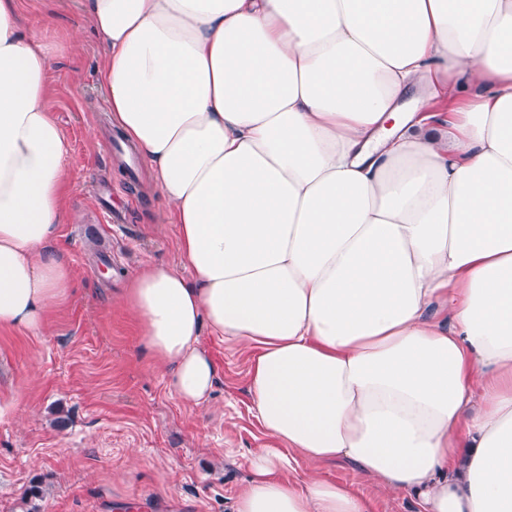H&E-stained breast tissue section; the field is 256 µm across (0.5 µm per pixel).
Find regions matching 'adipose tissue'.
Returning <instances> with one entry per match:
<instances>
[{
    "mask_svg": "<svg viewBox=\"0 0 512 512\" xmlns=\"http://www.w3.org/2000/svg\"><path fill=\"white\" fill-rule=\"evenodd\" d=\"M0 0V326L70 294L52 246L69 143L52 46ZM112 121L177 224L182 267L123 303L183 403L253 349L282 448L233 512H365L294 455L421 512H512V0H83ZM296 457L295 470L289 474L292 481L299 482L306 475L314 474L323 480L335 482L349 488L362 497L369 512H419L416 500L403 493H386L376 487L374 482L364 476L355 465L342 460L324 463H310L299 455Z\"/></svg>",
    "mask_w": 512,
    "mask_h": 512,
    "instance_id": "obj_1",
    "label": "adipose tissue"
}]
</instances>
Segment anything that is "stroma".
I'll use <instances>...</instances> for the list:
<instances>
[{
    "label": "stroma",
    "mask_w": 512,
    "mask_h": 512,
    "mask_svg": "<svg viewBox=\"0 0 512 512\" xmlns=\"http://www.w3.org/2000/svg\"><path fill=\"white\" fill-rule=\"evenodd\" d=\"M19 16L29 32L54 19L47 106L70 144L55 245L73 282L40 332L0 326V512H231L249 457L277 445L248 393L252 353L203 331L217 381L194 406L141 351L122 294L141 266L178 262L177 226L144 172L107 154L106 47L82 0H19ZM101 180L127 216L121 231L100 214ZM309 474L346 486L368 512H419L412 496L380 490L351 463L297 458L291 480Z\"/></svg>",
    "instance_id": "obj_1"
}]
</instances>
